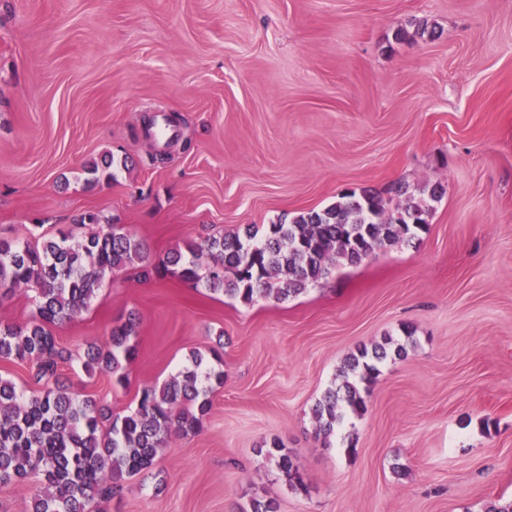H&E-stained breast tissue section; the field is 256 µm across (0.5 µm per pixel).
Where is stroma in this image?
Segmentation results:
<instances>
[{"instance_id": "35a3bbf8", "label": "stroma", "mask_w": 512, "mask_h": 512, "mask_svg": "<svg viewBox=\"0 0 512 512\" xmlns=\"http://www.w3.org/2000/svg\"><path fill=\"white\" fill-rule=\"evenodd\" d=\"M106 152L128 169L87 187ZM397 182L443 185L426 231L298 296L244 303L132 268L56 327L80 354L138 317L125 384L61 370L117 413L191 351L222 349L200 432L172 436L107 512L512 499V0H0V238L93 211L154 262L347 191L391 201ZM407 327L415 348L382 365L364 415L323 445L312 409L345 358ZM276 439L308 492L263 456Z\"/></svg>"}]
</instances>
